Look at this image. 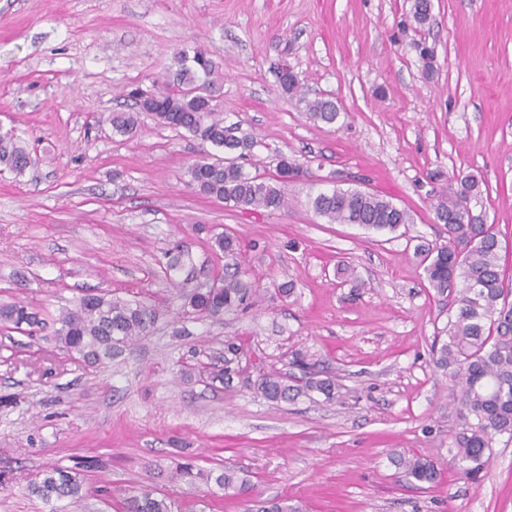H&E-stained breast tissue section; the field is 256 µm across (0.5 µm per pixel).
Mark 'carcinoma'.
Here are the masks:
<instances>
[{
    "mask_svg": "<svg viewBox=\"0 0 512 512\" xmlns=\"http://www.w3.org/2000/svg\"><path fill=\"white\" fill-rule=\"evenodd\" d=\"M412 17L421 27L430 23V0H414ZM178 68L172 78L154 89L155 98L135 104L131 112H114L109 117L112 129L121 134L133 133L140 115L150 114L160 124L179 130L227 153L226 157L206 154L188 167V185L198 193L241 209L277 211L286 206L284 187L289 170L296 164L283 157L275 175L266 179L250 176L235 161L254 146L247 138H236L224 127V112L216 97L223 86V75L208 55L196 50L193 56L179 52ZM192 65H187V62ZM284 95L305 103L310 118L326 124L340 117L336 102L322 97L309 99L300 95L294 76L279 80ZM33 164L30 152L12 130H0V166L22 175ZM480 193V183L473 175L456 178V189L441 198L435 215L444 226L447 240L435 246H422L419 254L430 287L439 297L448 298L454 315L448 319L447 339L434 344L435 366L448 372L449 397L458 409L460 424L455 435L453 461L461 474L478 481L490 459L491 450L500 436L512 439V292L505 288L506 268L501 264L502 243L495 225L469 207L472 197ZM316 214L333 224H358L376 231L395 232L411 223L409 212L378 195L357 189L335 188L321 192L312 200ZM214 247L224 253V273L217 276V287L195 288L194 265L187 253L174 256L166 267L172 285L187 296L189 314L220 318L244 312L256 304L260 289L246 279L238 260L239 242L230 235L215 238ZM158 318L157 309L139 300L112 297L108 294L83 296L78 306L55 319L54 339L76 360L97 367L147 336ZM0 325L17 330L34 331L44 325L42 311L21 301L0 303ZM242 348L232 340L224 347V366L216 368L197 362L193 368L211 378L231 377L241 368ZM293 364L305 370L300 384L288 383V377L266 373L249 386L272 402L293 401L301 395L319 393L326 400L335 397L336 382L330 377L308 370L306 361L297 356ZM405 474L419 483L432 484L439 472L434 463L421 457L399 458ZM206 479L247 504L245 512H302V506L283 501L260 502L253 507L254 485L237 475L232 468ZM32 493L44 500L81 501L93 487L65 467L43 471L30 486ZM176 502L166 494L150 488L123 498L116 512H175Z\"/></svg>",
    "mask_w": 512,
    "mask_h": 512,
    "instance_id": "cac0c4a2",
    "label": "carcinoma"
}]
</instances>
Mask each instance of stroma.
I'll list each match as a JSON object with an SVG mask.
<instances>
[{
    "mask_svg": "<svg viewBox=\"0 0 512 512\" xmlns=\"http://www.w3.org/2000/svg\"><path fill=\"white\" fill-rule=\"evenodd\" d=\"M0 0V126L14 128L34 164L0 168V302L51 314L86 293L138 298L159 317L112 363L88 367L51 330H0V512H114L149 486L181 512H244L206 472L248 474L256 499L307 512H512V440L499 437L478 482L448 452L459 415L432 345L451 312L425 278L418 246L442 243L434 206L456 174L507 246L512 265V0ZM434 52L425 74L421 47ZM203 48L224 74V123L253 137L240 163L271 177L280 156L301 168L284 210H243L195 192L187 167L209 146L144 114L135 133L105 118L130 110L176 51ZM290 65L308 97L346 113L328 125L283 95ZM409 210L411 224L374 232L331 224L312 199L337 185ZM263 290L246 312L174 316L168 256L190 252L197 280L224 270L217 235ZM360 287L340 283L338 262ZM293 285L290 295L278 286ZM242 344L250 378L296 376L293 352L335 378L321 395L272 402L241 379L186 375L192 349L220 362ZM431 459L436 483L409 480L397 456ZM202 476L177 481L178 463ZM80 474L109 496L82 505L30 491L46 467Z\"/></svg>",
    "mask_w": 512,
    "mask_h": 512,
    "instance_id": "35a3bbf8",
    "label": "stroma"
}]
</instances>
